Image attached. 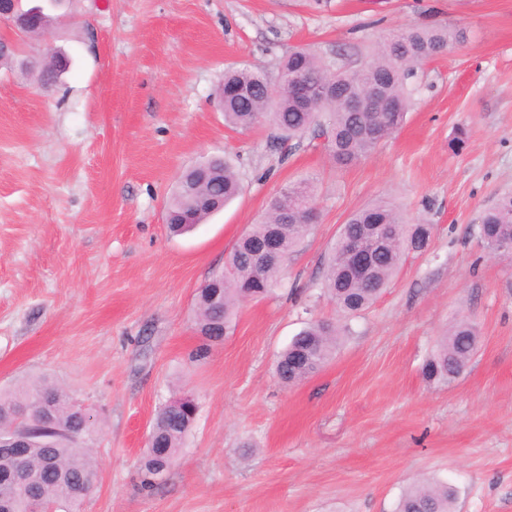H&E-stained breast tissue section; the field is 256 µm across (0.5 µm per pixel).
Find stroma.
Listing matches in <instances>:
<instances>
[{"label": "stroma", "mask_w": 512, "mask_h": 512, "mask_svg": "<svg viewBox=\"0 0 512 512\" xmlns=\"http://www.w3.org/2000/svg\"><path fill=\"white\" fill-rule=\"evenodd\" d=\"M408 23L467 39L418 70L404 125L366 160L338 166L308 137L283 161L269 124L225 126L228 67L273 79L308 45L357 68ZM49 45L73 59L58 87L0 68V388L46 376L94 416L99 482L81 512H393L426 479L456 490L458 512H512V261L475 232L512 190V0H71L20 54ZM211 155L231 159L242 194L170 236L175 179ZM308 177L317 221L274 293L243 303L223 343L192 360L198 288ZM379 197L434 234L348 317L322 288L326 260L349 214ZM463 317L476 354L454 381L427 380ZM316 320L345 329L333 358L283 385L279 353ZM182 396L193 427L142 491L156 413Z\"/></svg>", "instance_id": "stroma-1"}]
</instances>
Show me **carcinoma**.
Returning a JSON list of instances; mask_svg holds the SVG:
<instances>
[{
    "label": "carcinoma",
    "mask_w": 512,
    "mask_h": 512,
    "mask_svg": "<svg viewBox=\"0 0 512 512\" xmlns=\"http://www.w3.org/2000/svg\"><path fill=\"white\" fill-rule=\"evenodd\" d=\"M16 9L36 12L39 23L25 34L42 38L50 33L56 17L50 0H17ZM455 25L420 27L407 24L379 43L365 66L352 69L339 58L326 57L308 48L291 51L280 64L278 89L268 92V77L259 70L230 68L217 94L224 124L247 130L269 122L280 144L299 142L308 134L327 138L326 148L342 164L357 162L371 154L381 141L403 124L411 107V79L417 69L453 45L464 40ZM52 62L35 63L37 79L43 85L61 81L68 70L64 54L48 48ZM299 72L310 83L334 90V95L309 105L300 104L288 88V74ZM361 98L362 108L351 112L340 97ZM243 192V184L230 161L212 156L189 167L178 176L167 206L170 231L183 234L216 214ZM315 200L314 185L301 182L285 190L269 205L265 217L252 225L229 253L224 270L212 274L196 294L195 325L209 343L228 335L239 306L246 300L268 296L284 265L309 229L308 212ZM390 242L374 249L372 264L365 274L355 272L348 260L345 238L355 237L367 244L378 232ZM432 225L411 224L397 207L379 199L352 212L342 225L336 246L326 266L323 288L336 307L356 315L374 304L397 276L403 256L426 249ZM275 237L279 259L257 262L261 246ZM478 236L492 254L512 245V193L501 195L478 225ZM339 332L315 321L297 333L279 354L276 373L281 382L294 384L318 371L331 356ZM477 346L474 325L459 321L439 343L425 364L430 379L448 382L466 367ZM49 403L52 419L43 421L41 408ZM196 405L166 404L155 417L150 448L141 464L142 484L154 486L159 458L171 464L196 417ZM95 420L69 393L47 378H39L12 390H0V441L25 434L27 462L38 474L36 493L40 501L58 512H80L83 500L94 490L99 472L87 438ZM15 450L0 446V500L12 503V512H31L30 491L14 482ZM453 489L434 482L415 486L400 497L396 512H456Z\"/></svg>",
    "instance_id": "obj_1"
}]
</instances>
